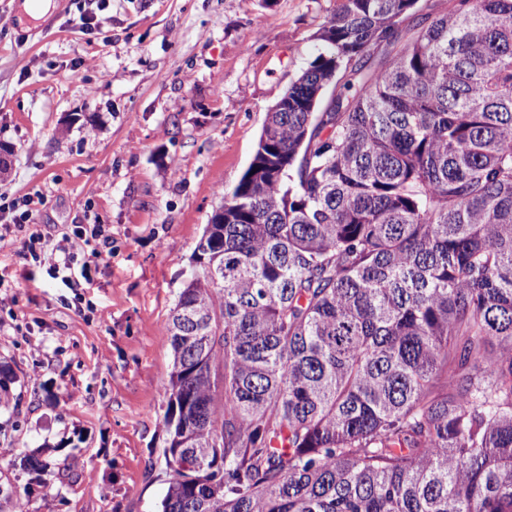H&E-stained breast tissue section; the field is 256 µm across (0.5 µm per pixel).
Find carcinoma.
<instances>
[{
	"label": "carcinoma",
	"instance_id": "cac0c4a2",
	"mask_svg": "<svg viewBox=\"0 0 512 512\" xmlns=\"http://www.w3.org/2000/svg\"><path fill=\"white\" fill-rule=\"evenodd\" d=\"M316 39L172 311L161 512H512V0Z\"/></svg>",
	"mask_w": 512,
	"mask_h": 512
}]
</instances>
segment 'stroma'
<instances>
[{"label":"stroma","mask_w":512,"mask_h":512,"mask_svg":"<svg viewBox=\"0 0 512 512\" xmlns=\"http://www.w3.org/2000/svg\"><path fill=\"white\" fill-rule=\"evenodd\" d=\"M0 0V194L103 224L71 288L0 244V512H159L167 324L224 190L342 0ZM73 227L74 237L83 240L86 244L94 242V247L90 251L92 258L85 261L83 266L90 261L101 259L103 255H111L112 235L104 234L103 224H74Z\"/></svg>","instance_id":"stroma-1"}]
</instances>
